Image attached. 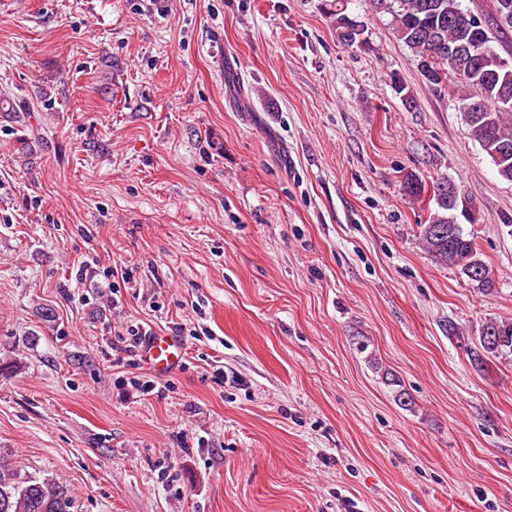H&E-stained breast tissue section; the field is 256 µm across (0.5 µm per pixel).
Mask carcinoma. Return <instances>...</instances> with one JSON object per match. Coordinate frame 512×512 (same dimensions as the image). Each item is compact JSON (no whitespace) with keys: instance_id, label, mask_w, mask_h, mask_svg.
Here are the masks:
<instances>
[{"instance_id":"carcinoma-1","label":"carcinoma","mask_w":512,"mask_h":512,"mask_svg":"<svg viewBox=\"0 0 512 512\" xmlns=\"http://www.w3.org/2000/svg\"><path fill=\"white\" fill-rule=\"evenodd\" d=\"M375 9L391 15L393 30L422 63L420 73L431 85L446 83L458 93L470 135L491 159L498 175L512 183V71L499 67L489 27L461 8L460 0H372ZM347 0H333L330 15L336 33L349 45L360 44L364 26L346 13ZM496 26L512 28V0H493ZM467 44L470 50L448 58V45ZM459 202L445 200L420 225V238L436 261L457 268L477 288H494L489 268L474 238L458 223ZM480 347L494 357L512 355V320L489 321ZM0 512H72V500L51 479L22 478L0 465Z\"/></svg>"}]
</instances>
